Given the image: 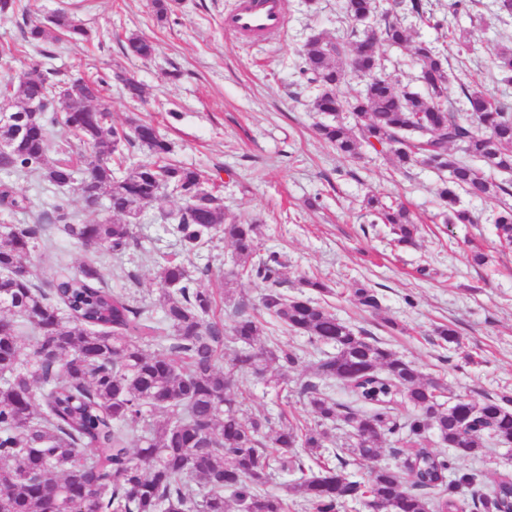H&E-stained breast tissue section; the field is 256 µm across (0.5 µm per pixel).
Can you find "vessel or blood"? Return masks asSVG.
I'll return each instance as SVG.
<instances>
[{
    "mask_svg": "<svg viewBox=\"0 0 512 512\" xmlns=\"http://www.w3.org/2000/svg\"><path fill=\"white\" fill-rule=\"evenodd\" d=\"M287 26V0H236L224 15L225 31L240 38H276Z\"/></svg>",
    "mask_w": 512,
    "mask_h": 512,
    "instance_id": "1",
    "label": "vessel or blood"
}]
</instances>
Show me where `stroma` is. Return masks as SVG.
<instances>
[{
	"mask_svg": "<svg viewBox=\"0 0 512 512\" xmlns=\"http://www.w3.org/2000/svg\"><path fill=\"white\" fill-rule=\"evenodd\" d=\"M21 3V12L0 15V80L24 71L43 51L23 37L30 18L59 9L75 13L95 38L52 44L53 66L67 75L108 79L114 127L128 128L136 118L152 121L171 143L174 159L218 189L230 216L262 219L260 248L280 255L284 292L295 294L301 278L321 279L329 291L318 300L338 319L413 362L453 394L481 403L512 391V249L499 244L491 204L465 199L476 222L444 223L435 172L418 166L399 170L370 151L347 159L315 134L324 117L312 110L314 91L294 62L315 32L348 38L340 0H287L288 30L276 39L227 34L224 13L233 0H171L163 22L157 21L152 0ZM451 23L470 30L475 41L473 59L450 57L451 67L461 72V82L492 85L491 50L512 43V19L486 28L463 12ZM133 33L153 42L152 59L126 56L124 42ZM118 71L142 84L139 106H131L122 85L113 81ZM461 82L449 85V102L461 99ZM0 182L30 202L27 212L0 214V223H36L59 199L34 175L0 169ZM368 194L409 208L420 227L414 243H397L388 227L372 224L362 206ZM179 206L178 198L162 196L145 207L136 227L138 245L119 259L75 246L60 225H50L32 254L33 271L47 283L62 270L92 264L110 288L149 304L157 298L156 259L165 253L192 270L209 267L202 285L217 300L216 317L231 325L234 300L258 307L263 286L236 277L234 248L223 238H214L200 253L182 252L158 221L160 213ZM474 251L486 254V264L471 263ZM230 276L236 283L228 301L224 288ZM359 283L375 289L379 311L354 301ZM441 325L455 328L459 343H443L434 333ZM262 341L270 348L296 349L304 362L285 372L282 389L250 374L239 377L235 392L241 409L248 416L283 413L308 421L296 388L311 373L314 347L306 336L276 324L268 326Z\"/></svg>",
	"mask_w": 512,
	"mask_h": 512,
	"instance_id": "obj_1",
	"label": "stroma"
}]
</instances>
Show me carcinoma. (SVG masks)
<instances>
[{
	"label": "carcinoma",
	"instance_id": "1",
	"mask_svg": "<svg viewBox=\"0 0 512 512\" xmlns=\"http://www.w3.org/2000/svg\"><path fill=\"white\" fill-rule=\"evenodd\" d=\"M343 18L353 40L323 32L309 36L299 52V73L315 89L312 110L332 117L316 127L336 152L357 158L370 150L389 157L399 168L422 165L448 173L438 192L448 223L472 224L474 216L461 195L497 205L492 214L501 242L512 243V108L495 91L478 82L461 85L467 117L448 106V50L430 42H411L404 21L434 18L426 0H342ZM512 18V0H493L487 24ZM374 27L377 41L366 35ZM457 55L474 51L469 31L448 29ZM28 42L88 41L91 32L72 14L58 11L34 21L24 32ZM411 48L423 91L395 84L385 73L378 45ZM127 53L149 59L154 44L138 35L125 42ZM496 84L512 85V46L492 51ZM28 65L34 80L11 77L0 94L11 102L9 119H0V168L42 172L62 194L82 196L76 184L88 181L115 222L68 221L65 203L55 206L54 220L77 245L113 256L136 240L134 217L163 193L182 201L167 217L168 232L188 250H198L221 233L231 242L241 272L264 284L261 307L271 319L310 342L330 345L311 363L313 378L297 389L313 422L299 427L277 425L268 416L246 417L234 388L239 376L276 380L270 368L293 370L300 361L294 349L268 350L260 344L264 323L238 304L233 324L224 329L210 319L214 297L201 287L209 273L164 258L157 265L160 308L169 333L158 352L154 309L135 305L106 285L100 270L83 265L58 275L53 288L34 282L29 262L42 240L37 224L5 227L0 243V512H287L288 502L265 491L271 471L299 474L286 487L306 512H339L353 499L368 508L394 512H512V478L487 480L481 472H462L447 480L455 462L483 452L485 440L512 445V393L503 392L480 405L456 397L442 401L445 388L424 377L377 339L336 318L306 292L322 294L327 286L304 278L303 291L280 290L281 262L259 247L260 225L229 218L218 196L203 186L201 174L170 158L171 144L147 122L131 132L112 127L108 82L74 81L78 93L65 100L54 91L66 80L45 59ZM364 80L363 89L343 91L344 66ZM63 125L77 143L89 148L81 166L49 161L52 131ZM139 146L151 159L125 169L112 167L125 146ZM479 162L503 175L488 177ZM7 185L0 205L27 208ZM369 215L390 226L399 244L418 232L409 210L371 196ZM355 301L377 310V293L364 284L353 289ZM234 347L224 361V349ZM338 380L357 398L374 406L365 413L339 404L320 389ZM402 396L414 414L402 421L392 404ZM350 427L347 446L336 463L324 458L326 425ZM434 432L448 447L440 455L420 446ZM397 437L408 449L397 468L377 464L382 437ZM313 459L305 466L294 449ZM366 466L367 479H351L350 465ZM491 483L487 494L482 485ZM472 488L471 502L461 488ZM435 491L431 499L427 491Z\"/></svg>",
	"mask_w": 512,
	"mask_h": 512
}]
</instances>
